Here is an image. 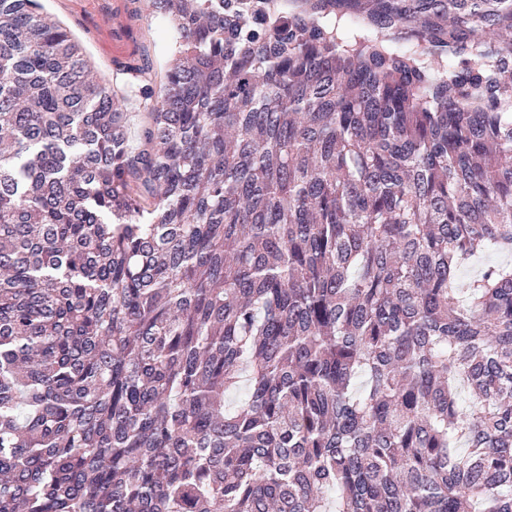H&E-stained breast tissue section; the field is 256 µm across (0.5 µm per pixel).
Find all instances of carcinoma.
<instances>
[{
	"label": "carcinoma",
	"instance_id": "1",
	"mask_svg": "<svg viewBox=\"0 0 512 512\" xmlns=\"http://www.w3.org/2000/svg\"><path fill=\"white\" fill-rule=\"evenodd\" d=\"M132 4L138 151L0 0V512H512V0ZM493 261L502 264H512V252H499L490 256L467 262L460 271V282L465 283L477 275L485 262Z\"/></svg>",
	"mask_w": 512,
	"mask_h": 512
}]
</instances>
